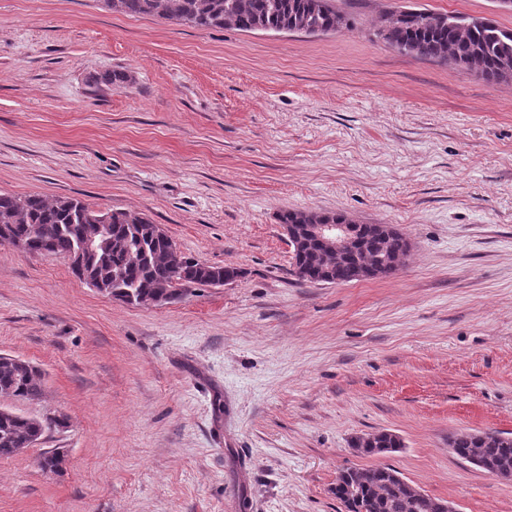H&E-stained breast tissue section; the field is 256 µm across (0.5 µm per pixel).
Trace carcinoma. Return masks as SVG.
Returning <instances> with one entry per match:
<instances>
[{
	"instance_id": "cac0c4a2",
	"label": "carcinoma",
	"mask_w": 512,
	"mask_h": 512,
	"mask_svg": "<svg viewBox=\"0 0 512 512\" xmlns=\"http://www.w3.org/2000/svg\"><path fill=\"white\" fill-rule=\"evenodd\" d=\"M116 13L151 16L197 28L232 27L244 31L280 32L295 30L327 34L336 28V17L328 0H105ZM450 17L423 11L416 23L396 11L387 16L378 35L406 55L438 60L476 72L490 85L512 78V38L466 19L464 26L448 25ZM104 217L111 224L103 244L86 258L88 271L109 292L137 298L165 287L172 301L182 299L184 290L172 284L170 266L153 238L146 217L132 210L102 212L78 199L48 200L38 194L24 196L0 193V224L9 234H0V243L29 237L36 225L43 234L31 244L32 254L45 258H68L84 245L85 216ZM342 213L312 210H284L283 225L293 224L299 245L293 246V261L331 284L358 280V269L372 268L375 277L390 278L399 270L395 261L407 255L409 244L403 234L389 224H362L355 237L362 247L352 257L328 255L318 249L305 229L307 224L334 223ZM185 285L205 282L213 274L233 279L237 268L214 266L181 256ZM43 375L26 361L0 356V394L15 399L41 395ZM44 421L12 409L0 408V459L19 454L43 436ZM352 447L364 455H378L402 447L399 438L388 432L359 436ZM450 447L461 459L475 457L489 474L512 467V436L501 432H464L453 436ZM399 472L388 465L369 469L348 467L336 479L334 495L346 512H435L436 498L408 482L397 479Z\"/></svg>"
}]
</instances>
